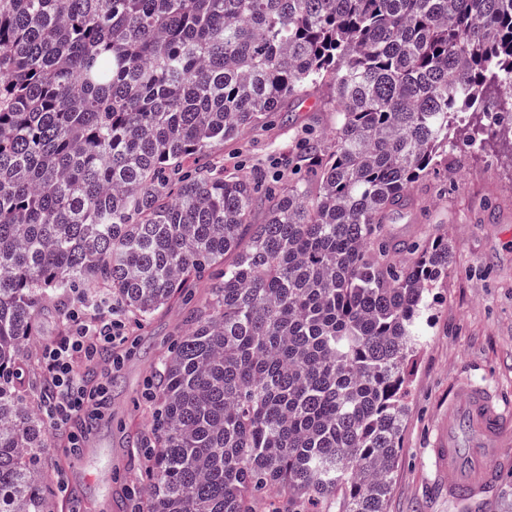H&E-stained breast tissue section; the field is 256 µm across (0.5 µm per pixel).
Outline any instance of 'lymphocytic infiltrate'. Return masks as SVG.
I'll return each instance as SVG.
<instances>
[{
  "mask_svg": "<svg viewBox=\"0 0 512 512\" xmlns=\"http://www.w3.org/2000/svg\"><path fill=\"white\" fill-rule=\"evenodd\" d=\"M66 333L43 349L52 383L41 413L53 432L66 433L72 449L85 440V425L106 407L111 368H99L102 353L122 348L128 341L124 324L100 316L85 299L75 301L64 318Z\"/></svg>",
  "mask_w": 512,
  "mask_h": 512,
  "instance_id": "obj_1",
  "label": "lymphocytic infiltrate"
}]
</instances>
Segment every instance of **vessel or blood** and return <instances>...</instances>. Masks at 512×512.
I'll return each mask as SVG.
<instances>
[{"instance_id": "1", "label": "vessel or blood", "mask_w": 512, "mask_h": 512, "mask_svg": "<svg viewBox=\"0 0 512 512\" xmlns=\"http://www.w3.org/2000/svg\"><path fill=\"white\" fill-rule=\"evenodd\" d=\"M442 444L449 501L482 499L512 467V409L500 405L486 387L461 384L448 405V436Z\"/></svg>"}]
</instances>
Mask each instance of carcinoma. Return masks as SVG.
<instances>
[{"label": "carcinoma", "instance_id": "carcinoma-1", "mask_svg": "<svg viewBox=\"0 0 512 512\" xmlns=\"http://www.w3.org/2000/svg\"><path fill=\"white\" fill-rule=\"evenodd\" d=\"M321 85L316 193L183 168ZM508 86L512 0H0V512H53L25 341L87 282L137 323L208 286L116 512H263L273 489L274 512H385L448 271V243L409 265L387 224L456 135L512 136V94L479 117Z\"/></svg>", "mask_w": 512, "mask_h": 512}]
</instances>
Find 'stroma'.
Masks as SVG:
<instances>
[{"label":"stroma","mask_w":512,"mask_h":512,"mask_svg":"<svg viewBox=\"0 0 512 512\" xmlns=\"http://www.w3.org/2000/svg\"><path fill=\"white\" fill-rule=\"evenodd\" d=\"M318 97L290 99L260 125L226 140L203 157L184 163L191 170L221 165L249 178L262 170L287 182L303 140L322 149L334 143L336 114ZM401 243L447 240L448 271L430 295L423 338L410 376L398 462L392 473L386 512H463L448 500V474L438 444L448 425V402L455 385L488 387L512 406V140L483 145L457 144L447 165L437 166L416 184L408 207L388 224ZM184 303L169 306L146 324L130 327L118 350L109 389L111 420L97 432L98 454L74 470L64 440H53L46 459L69 478L71 492L113 512L115 495L139 497L140 460L129 439L143 430L146 398L174 336L186 326ZM64 330L61 315H43L34 351L24 364L29 399L42 397L46 370L38 353Z\"/></svg>","instance_id":"35a3bbf8"}]
</instances>
